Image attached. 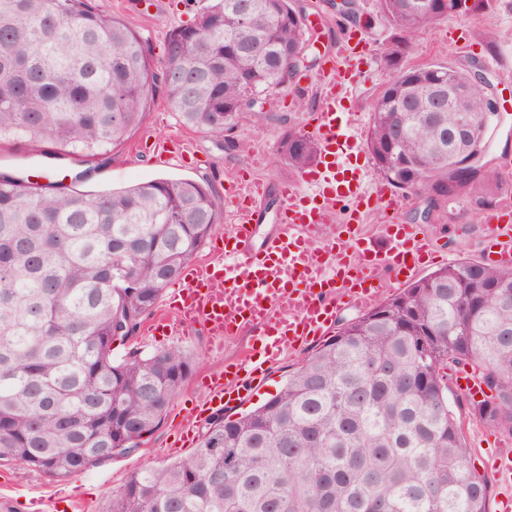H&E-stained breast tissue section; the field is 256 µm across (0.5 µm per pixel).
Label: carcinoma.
Wrapping results in <instances>:
<instances>
[{
	"instance_id": "obj_1",
	"label": "carcinoma",
	"mask_w": 512,
	"mask_h": 512,
	"mask_svg": "<svg viewBox=\"0 0 512 512\" xmlns=\"http://www.w3.org/2000/svg\"><path fill=\"white\" fill-rule=\"evenodd\" d=\"M213 0L170 29L154 69L143 39L93 0H0V142L96 156L123 145L162 86L178 122L224 139L239 110L291 78L303 48L292 0ZM457 15L494 0H450ZM417 0H378L392 35L391 76L373 104L367 147L386 181L427 196L457 180L482 207L508 181L457 177L448 135L494 107L491 83L440 64L409 66L435 25ZM469 81L458 107L440 81ZM278 153L302 170L317 143L292 128ZM223 223L209 185L155 179L103 193L52 191L0 173V459L61 480L138 449L187 379L178 347L113 356ZM498 285L485 291L483 285ZM467 364L493 391L474 419L512 433V266L461 260L340 325L280 392L236 418L215 415L187 458L132 473L110 512H488L489 482L468 464L448 401Z\"/></svg>"
}]
</instances>
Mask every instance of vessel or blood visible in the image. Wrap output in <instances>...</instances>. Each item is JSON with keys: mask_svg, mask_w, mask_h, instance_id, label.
Masks as SVG:
<instances>
[{"mask_svg": "<svg viewBox=\"0 0 512 512\" xmlns=\"http://www.w3.org/2000/svg\"><path fill=\"white\" fill-rule=\"evenodd\" d=\"M345 42L348 50L330 68L314 117L317 160L280 187L281 206L263 248L253 245L262 193L247 184L225 197L240 216L238 224L213 246V260L185 269L174 292L170 306L184 325H203L219 340L246 327L255 332L234 371L210 377L208 410H222L229 390L252 387L264 364L275 363L285 348L325 335L340 303L375 299L385 280L414 275L431 253L408 224H384L382 248L360 231L371 202L392 209L398 200L386 184L368 183L356 162L362 143L347 128L343 99L367 56L360 35L346 33ZM485 223L484 261L511 264L512 205L501 204ZM324 224L332 225L331 236L312 245Z\"/></svg>", "mask_w": 512, "mask_h": 512, "instance_id": "1", "label": "vessel or blood"}]
</instances>
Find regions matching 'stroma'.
Segmentation results:
<instances>
[{
	"label": "stroma",
	"mask_w": 512,
	"mask_h": 512,
	"mask_svg": "<svg viewBox=\"0 0 512 512\" xmlns=\"http://www.w3.org/2000/svg\"><path fill=\"white\" fill-rule=\"evenodd\" d=\"M334 2L295 0L308 18L305 53L315 58V65L299 81L286 85L270 110L259 113L251 124L227 132L223 140L181 126L158 94L140 127L127 143L110 154L86 163L48 144H4L0 146V173L44 184L58 182L84 192L107 191L153 179L184 178L209 183L220 198L228 183L244 177L259 183L265 191L258 229L267 233L280 204L278 187L296 174L278 154V142L294 127L311 133L319 104L318 79L335 62L346 30L363 35L368 54L366 73L345 102L348 110L358 116L359 135H366L374 100L388 78L382 55L391 30L380 17L377 0H355L356 14L349 18L337 15ZM208 3L209 0H94L100 12L122 18L141 35L156 64L164 58L168 30L194 23ZM489 29L499 35L498 47L492 51L485 39ZM408 61L464 70L474 61L483 66L500 105L498 114L491 119L490 157L493 166L512 176V0H496L492 12L476 19L451 16L438 22L418 37ZM402 198L404 203L395 212L380 205L372 207L364 218L363 233L378 236L381 224L391 220L416 225L435 249L421 269L425 275L459 259L481 261L488 230L484 212L474 202L466 198L450 202L426 220L421 216L423 197L406 192ZM252 341L248 330L219 341L199 325L179 328L171 336L138 334L133 344L142 350L177 346L192 359L191 372L159 428L144 437L134 454L91 471L71 473L59 481L19 463L0 462V512H109L113 490L122 486L132 472L193 453L210 420L199 410L206 395L203 379L233 364ZM316 346L312 340L286 351L255 389L225 406V414L239 416L275 396L288 373ZM448 399L462 422L469 465L489 480V512H502L501 501L512 497V486L495 479L492 464L497 455L512 454V434L472 420L467 395L457 383H450Z\"/></svg>",
	"instance_id": "obj_1"
}]
</instances>
